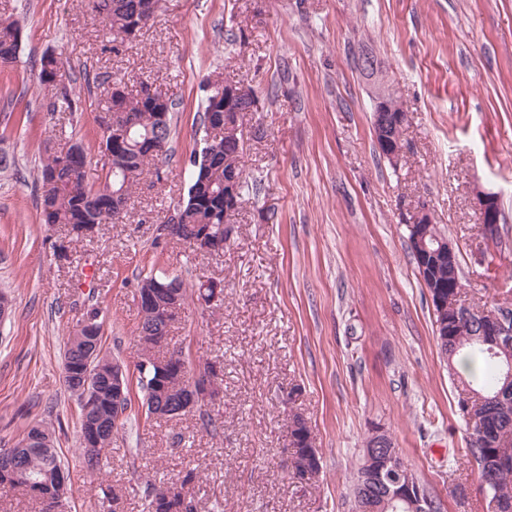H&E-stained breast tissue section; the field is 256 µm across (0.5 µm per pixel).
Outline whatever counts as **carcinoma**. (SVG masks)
Instances as JSON below:
<instances>
[{
    "instance_id": "1",
    "label": "carcinoma",
    "mask_w": 512,
    "mask_h": 512,
    "mask_svg": "<svg viewBox=\"0 0 512 512\" xmlns=\"http://www.w3.org/2000/svg\"><path fill=\"white\" fill-rule=\"evenodd\" d=\"M159 0H90V10L94 18L112 31V43L122 46L130 41L129 34L145 19L153 20ZM20 27L18 20L0 16V56L17 59L19 52ZM86 84L104 88L103 112L122 120L131 118L133 126L125 147L119 153H112V132L107 124H102V143L109 162L104 169L98 186L87 180V162L64 163L63 156L77 153L86 156L81 144L75 142L62 147L48 143L45 146L37 178V191L40 201L42 220L46 224H64L69 227L75 238L84 237L82 227L87 224H105L112 215L104 209V192L114 190L130 196L139 183L145 168L155 160L147 154L144 147L149 140L169 141L171 117L160 119V111L171 113L176 103L165 96L163 107L150 106L142 97V89H128L122 81H116L108 72H98L85 79ZM120 87L121 93H112L114 87ZM234 86L232 82L215 80L209 82L200 116V127H205L210 112H237L256 106L253 89L246 88L244 94L232 99L224 97V90ZM53 112H71L75 107L70 91L64 90L49 104ZM390 121L387 133L397 136L401 124L405 121V112L396 93H391L387 102ZM244 147L238 152L237 200L244 202L246 196L257 192L256 184L249 181L245 173ZM180 222L171 226L169 237L186 244L190 243L195 231L205 229L214 241V253L224 252V143L208 149L206 142L200 141L189 157V186L186 197L177 204ZM418 273L424 284L439 287L454 306L453 329L444 336L435 331L437 345L448 361V368L455 369L460 361L478 359L484 363L481 374L460 380L462 390H471L476 398L467 404L457 399V410L470 431L469 451L474 458L478 477L482 487L496 503V512H512V392L499 394L502 389L503 373L507 366L508 352L498 351L492 354L484 344V337L477 335L484 321L499 314V305L484 307L477 313L470 312V306L462 299L463 284L460 263L448 266V261L428 259L423 262L414 258ZM140 320L138 327L150 332L149 355L161 364L164 375L156 386L143 393L146 405V419L152 418V406L161 411L169 410V405L181 399L189 400L188 388L196 386L208 391L210 399H215L221 390L224 370L217 362H206L210 371L208 379L193 381V372L186 359L177 352H162L171 327L169 308L177 304L185 305L186 287L178 282L171 287V281L156 276L141 279ZM84 342L72 333L66 341L64 358L73 361L83 356ZM115 359L108 353L95 364L94 369L105 374L95 386V412L87 417L88 422L104 420L106 426L101 432L102 441L94 450L81 449L80 459L88 469H95L102 456L112 444V384L107 376L112 374ZM290 433L295 438L294 468L297 477L307 482L320 457L317 449L310 446L311 431L302 418L293 416ZM30 443L20 448L17 462L9 465L0 460V487H8L22 492L29 498L42 502L51 495L59 496L65 488L59 484L57 473L62 467L61 460L54 448V436L51 429L38 424L27 432ZM384 454L393 456L394 464L409 474L418 483L423 496L430 493L408 462L393 448L382 449ZM383 465L380 458L369 463L368 458L358 469L356 482L352 489L354 512H409V507L401 502L386 498V480L377 479V469ZM193 472L182 478L172 480L159 487L146 498V512H193L194 482Z\"/></svg>"
}]
</instances>
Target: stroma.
<instances>
[{"mask_svg":"<svg viewBox=\"0 0 512 512\" xmlns=\"http://www.w3.org/2000/svg\"><path fill=\"white\" fill-rule=\"evenodd\" d=\"M0 13L20 23L18 60L0 68V151L14 160L0 173V291L13 300L0 321V448L31 425L53 427L68 512H107V486L122 512H143L147 485L190 470L195 512H351L364 442L383 430L442 512H491L406 224L425 206L458 252L466 299L512 307V233L483 239L475 207L477 193H495L512 230V0H160L154 22L117 51L88 0H0ZM365 52L406 114L396 169L375 139ZM46 54L69 74L76 111H48ZM88 69L147 79L175 99L174 153L162 177L140 180L122 221L74 243L67 227L43 223L35 185L48 140L80 142L88 181L99 182L108 158ZM215 79L258 97L243 121L258 192L220 255L156 239L187 194L196 113ZM150 274L224 286L207 306L189 296L168 339L191 363L223 366L214 425L195 411L146 422L134 393L90 471L65 343L100 307L105 349L134 372L137 288ZM295 412L320 456L307 484L286 466Z\"/></svg>","mask_w":512,"mask_h":512,"instance_id":"1","label":"stroma"}]
</instances>
